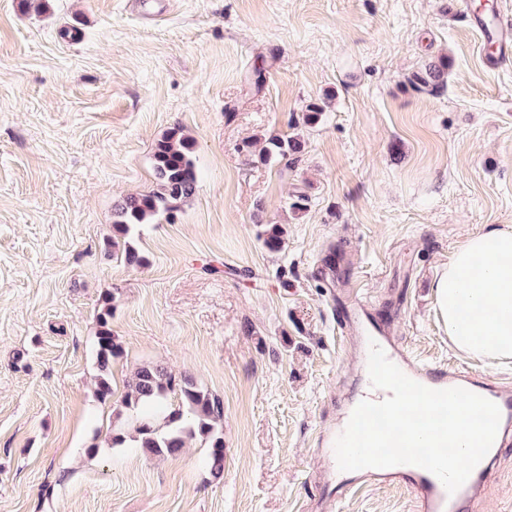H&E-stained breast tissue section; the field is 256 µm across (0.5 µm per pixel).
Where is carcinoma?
Instances as JSON below:
<instances>
[{"mask_svg": "<svg viewBox=\"0 0 512 512\" xmlns=\"http://www.w3.org/2000/svg\"><path fill=\"white\" fill-rule=\"evenodd\" d=\"M445 62L430 64L425 71L410 80L413 85L437 86L443 82ZM301 151L296 137L272 138L262 148V158L269 161L286 159ZM193 141L181 129L174 128L159 140L153 151L157 178L155 187L142 194L131 195L116 207L115 232L127 235L139 224L165 217L174 218L180 204L196 189L193 161ZM111 299L104 301L97 315L98 332L97 395L105 401L112 396L107 373L112 360L122 354V347L112 334ZM179 396L178 406L169 402ZM224 401L201 387L193 377H177L161 364H141L121 398L110 438L112 447L132 441L146 451L162 456H177L187 440L199 439L209 448L207 467L214 480L224 477Z\"/></svg>", "mask_w": 512, "mask_h": 512, "instance_id": "cac0c4a2", "label": "carcinoma"}]
</instances>
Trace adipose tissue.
Instances as JSON below:
<instances>
[{"label":"adipose tissue","mask_w":512,"mask_h":512,"mask_svg":"<svg viewBox=\"0 0 512 512\" xmlns=\"http://www.w3.org/2000/svg\"><path fill=\"white\" fill-rule=\"evenodd\" d=\"M435 303L454 345L488 361L512 359V229L466 237L442 269Z\"/></svg>","instance_id":"adipose-tissue-1"}]
</instances>
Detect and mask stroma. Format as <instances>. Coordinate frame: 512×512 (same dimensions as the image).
<instances>
[{
    "instance_id": "stroma-1",
    "label": "stroma",
    "mask_w": 512,
    "mask_h": 512,
    "mask_svg": "<svg viewBox=\"0 0 512 512\" xmlns=\"http://www.w3.org/2000/svg\"><path fill=\"white\" fill-rule=\"evenodd\" d=\"M459 2L172 0L156 18L152 0H0V512H412L400 487L319 494L336 467L314 438L363 369L316 269L343 251L414 354L512 379L457 351L434 308L464 238L512 226V67L482 60ZM442 60L444 87L409 83ZM175 127L194 195L116 236L115 205L155 186ZM290 136L298 158L260 159ZM128 244L144 265L123 263ZM107 300L122 354L103 401ZM150 361L223 399V480L196 440L111 447ZM475 494L512 512V447ZM112 318L111 301H104L103 308L97 315L98 332L97 344V367L100 372L97 380V395L101 400H107L112 396V388L107 378V373L112 365V360L122 354V347L112 334L110 319Z\"/></svg>"
}]
</instances>
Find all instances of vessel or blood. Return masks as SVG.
Masks as SVG:
<instances>
[{"label": "vessel or blood", "instance_id": "1", "mask_svg": "<svg viewBox=\"0 0 512 512\" xmlns=\"http://www.w3.org/2000/svg\"><path fill=\"white\" fill-rule=\"evenodd\" d=\"M482 43L494 53V62L505 65L512 62V16L494 11L489 23L481 28ZM370 308L358 283L348 286V300L340 313L342 323L356 332L360 359H367L371 344H378L388 359L409 378L431 389L461 387L492 402L500 409L503 436L501 446L512 445V385L489 383L482 377L453 366L427 361L413 355L395 337L389 336L369 317ZM373 483H387L406 487L415 504L416 512H463L462 505L473 494V480L455 492L448 493L441 480L433 473L415 465L403 464L388 468L357 470L355 488Z\"/></svg>", "mask_w": 512, "mask_h": 512}]
</instances>
